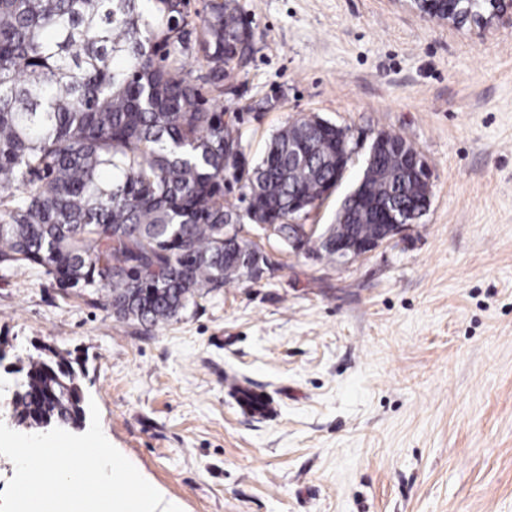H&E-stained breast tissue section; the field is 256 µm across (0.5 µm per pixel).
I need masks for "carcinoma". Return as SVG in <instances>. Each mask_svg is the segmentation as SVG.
I'll use <instances>...</instances> for the list:
<instances>
[{"label": "carcinoma", "mask_w": 512, "mask_h": 512, "mask_svg": "<svg viewBox=\"0 0 512 512\" xmlns=\"http://www.w3.org/2000/svg\"><path fill=\"white\" fill-rule=\"evenodd\" d=\"M138 2L0 0V265L96 288L116 318L155 326L253 263L224 188L240 185L248 208L282 224L288 206L314 203L336 178V130L297 120L224 180V146L242 136L215 101L253 31L232 0L194 13L189 0ZM188 57L204 74L190 76ZM388 139L399 149L366 167L364 205L419 209V153ZM378 232L344 202L302 246L334 261L336 239ZM83 376L64 357L30 360L15 413L79 426Z\"/></svg>", "instance_id": "carcinoma-1"}]
</instances>
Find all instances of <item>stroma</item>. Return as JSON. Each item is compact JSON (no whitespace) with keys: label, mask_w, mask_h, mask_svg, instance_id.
Returning <instances> with one entry per match:
<instances>
[{"label":"stroma","mask_w":512,"mask_h":512,"mask_svg":"<svg viewBox=\"0 0 512 512\" xmlns=\"http://www.w3.org/2000/svg\"><path fill=\"white\" fill-rule=\"evenodd\" d=\"M254 39L218 102L257 160L302 116L346 128L332 223L374 138L431 173L417 224L329 263H278L147 327L103 292L0 267V410L38 348L82 365L107 439L183 512H512V19L481 30L412 0H236ZM239 383L273 412H246Z\"/></svg>","instance_id":"1"}]
</instances>
